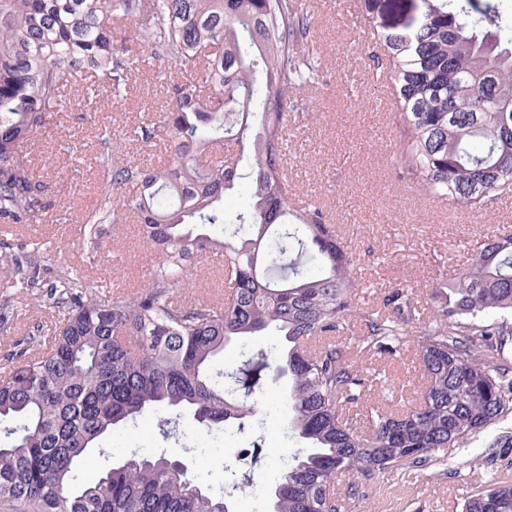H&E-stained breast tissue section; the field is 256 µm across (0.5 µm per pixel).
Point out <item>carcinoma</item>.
I'll return each mask as SVG.
<instances>
[{
	"instance_id": "cac0c4a2",
	"label": "carcinoma",
	"mask_w": 512,
	"mask_h": 512,
	"mask_svg": "<svg viewBox=\"0 0 512 512\" xmlns=\"http://www.w3.org/2000/svg\"><path fill=\"white\" fill-rule=\"evenodd\" d=\"M381 23L371 60L388 81L401 127L398 177L472 211L512 195V27L484 0H364ZM141 20L150 59L175 65L166 111L134 133L163 139L169 161L145 169L107 157L108 184L82 218L95 261V225L133 211L158 255L147 284L122 297L95 289L70 267L48 285L54 330L17 343L0 373V512H230L228 495L202 488L186 464L133 450L93 484L85 458L112 430L158 418L178 440L189 413L210 433L232 424L255 435L257 397L270 374L288 378V431L302 446L288 464L272 512H342L350 490L376 475L428 464L512 415V232L476 243L468 269L435 286L433 325L418 361L427 385L404 412L373 402L372 361L397 352L420 320L404 290L383 308L355 304L364 285L351 247L322 207L293 204L284 105L318 84L324 67L308 47L312 14L298 0H0V219L26 222L43 205L25 145L67 110L83 81L84 106L107 91L120 100L140 59L122 22ZM224 147L221 159L201 156ZM249 172H241L244 157ZM249 180L252 206L224 216V196ZM125 190L122 204L112 189ZM0 240L3 287L39 288L53 261ZM220 254L224 297L178 299L191 270ZM359 335L344 337L353 323ZM279 336L214 375L225 347ZM234 470L231 490L251 486ZM462 512H512V483L493 482Z\"/></svg>"
}]
</instances>
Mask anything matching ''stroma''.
I'll list each match as a JSON object with an SVG mask.
<instances>
[{"label":"stroma","mask_w":512,"mask_h":512,"mask_svg":"<svg viewBox=\"0 0 512 512\" xmlns=\"http://www.w3.org/2000/svg\"><path fill=\"white\" fill-rule=\"evenodd\" d=\"M314 13L312 36L325 60L324 83L304 92L313 101L309 111L288 110V176L300 198L322 205L358 259L365 298L382 306L396 289H412L426 314L412 325L396 357L381 361L387 380L376 398L405 405L421 388L416 366L418 335L430 325L433 290L440 274L464 272L474 244L512 231V197L492 200L471 211L430 198L420 183L395 177L400 141L391 90L376 82L369 58L368 32L373 25L355 0H310ZM164 68L136 71L122 100L103 97L95 111L70 103L63 122L51 123L35 141L37 175L46 186V212L13 227L19 244H40L56 255L59 267L81 262L82 216L98 199L105 181L102 155L123 157L142 166L158 167L167 156L161 146L143 145L132 129L153 119L167 105ZM109 126L112 137L101 144L97 130ZM101 260L90 268L93 282L118 292L145 284L155 260L140 237V226L126 223L100 227ZM17 315L14 338L29 330L53 328V311L40 296L16 295L0 288V309ZM285 381H267L261 401L264 427L263 463L254 471V487L229 503L231 512H270L268 493L280 482L285 459L296 442L285 429L288 411L280 396ZM512 429V418L491 425L462 448H444L435 463L379 476L356 495L348 479L335 482L345 512H460L463 497L481 490L490 480L512 482V467L492 466L512 447H489L493 435ZM182 443L162 441L155 419L114 430L101 441L104 454H91L82 478L91 481L99 471L125 458L132 450L167 451L177 455L182 445L193 447L185 457L189 470L213 492L224 488V468L235 464L241 449L250 447L248 434L227 428L223 433L197 429L184 418Z\"/></svg>","instance_id":"stroma-1"}]
</instances>
